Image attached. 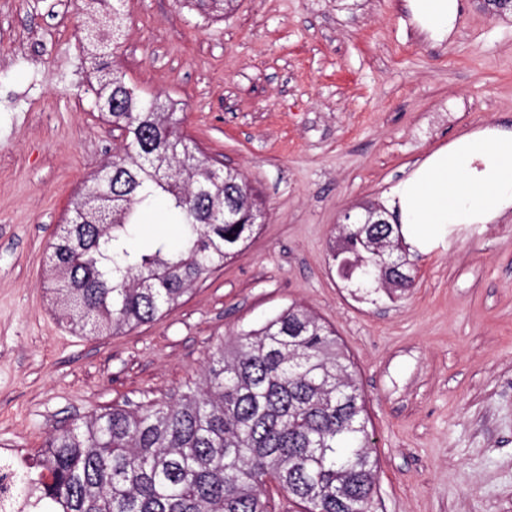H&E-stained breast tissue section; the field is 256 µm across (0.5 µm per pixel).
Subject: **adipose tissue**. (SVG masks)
Masks as SVG:
<instances>
[{
    "label": "adipose tissue",
    "mask_w": 512,
    "mask_h": 512,
    "mask_svg": "<svg viewBox=\"0 0 512 512\" xmlns=\"http://www.w3.org/2000/svg\"><path fill=\"white\" fill-rule=\"evenodd\" d=\"M417 26L443 39L459 0H408ZM402 233L424 249L452 224H491L512 212V127L488 124L423 159L390 194Z\"/></svg>",
    "instance_id": "ef3b65f1"
}]
</instances>
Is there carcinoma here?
Here are the masks:
<instances>
[{
    "mask_svg": "<svg viewBox=\"0 0 512 512\" xmlns=\"http://www.w3.org/2000/svg\"><path fill=\"white\" fill-rule=\"evenodd\" d=\"M94 101L126 132L50 244L57 305L82 332L117 335L172 311L196 283L241 256L263 201L242 173L194 154L178 104L128 86L109 59L125 34L121 0H87ZM161 202L178 239H128ZM399 224H347L331 246L362 288L393 285L383 258ZM335 331L292 304L208 355L204 385L174 403L103 409L52 436L27 483L51 512H273L267 478L304 512H373L379 459L363 395Z\"/></svg>",
    "mask_w": 512,
    "mask_h": 512,
    "instance_id": "cac0c4a2",
    "label": "carcinoma"
}]
</instances>
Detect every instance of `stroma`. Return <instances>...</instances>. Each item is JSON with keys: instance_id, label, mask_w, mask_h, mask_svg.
Here are the masks:
<instances>
[{"instance_id": "obj_1", "label": "stroma", "mask_w": 512, "mask_h": 512, "mask_svg": "<svg viewBox=\"0 0 512 512\" xmlns=\"http://www.w3.org/2000/svg\"><path fill=\"white\" fill-rule=\"evenodd\" d=\"M128 85L183 107L181 130L265 202L246 252L160 320L75 332L49 245L120 130L87 94L84 0H0V449L114 405L175 402L207 354L290 304L335 328L380 462L375 512H512V214L412 251L406 291L356 287L329 259L341 213L486 124L512 126V12L460 0L430 38L407 0H125Z\"/></svg>"}]
</instances>
